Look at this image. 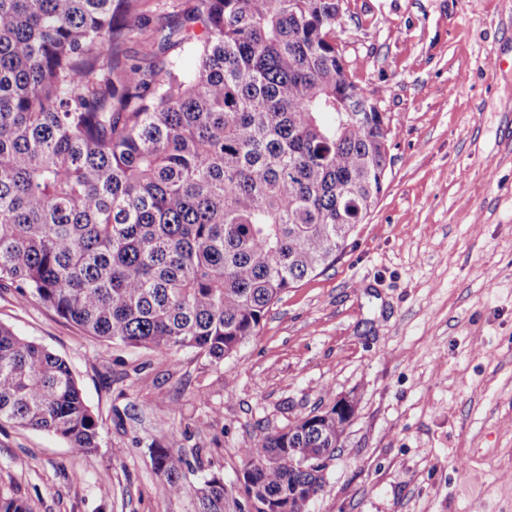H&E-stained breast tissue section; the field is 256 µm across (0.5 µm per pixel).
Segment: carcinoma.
<instances>
[{
	"label": "carcinoma",
	"mask_w": 512,
	"mask_h": 512,
	"mask_svg": "<svg viewBox=\"0 0 512 512\" xmlns=\"http://www.w3.org/2000/svg\"><path fill=\"white\" fill-rule=\"evenodd\" d=\"M139 0H0V286L87 334L218 367L282 293L327 267L381 196L391 118L336 50L339 0H195L161 34ZM138 39L177 55L120 63ZM77 454L99 422L68 363L0 324V421ZM246 449L249 512H305L340 448L336 411ZM166 491L202 468L153 452ZM224 480L197 512H224Z\"/></svg>",
	"instance_id": "obj_1"
}]
</instances>
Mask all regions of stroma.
<instances>
[{
  "label": "stroma",
  "mask_w": 512,
  "mask_h": 512,
  "mask_svg": "<svg viewBox=\"0 0 512 512\" xmlns=\"http://www.w3.org/2000/svg\"><path fill=\"white\" fill-rule=\"evenodd\" d=\"M336 37L391 118L384 191L336 262L217 368L90 336L1 287L0 324L68 362L102 436L79 455L0 423L1 495L30 512H196L215 473L225 512H245L242 449L350 398L307 512H512V0H341ZM158 446L203 460L181 495Z\"/></svg>",
  "instance_id": "stroma-1"
}]
</instances>
